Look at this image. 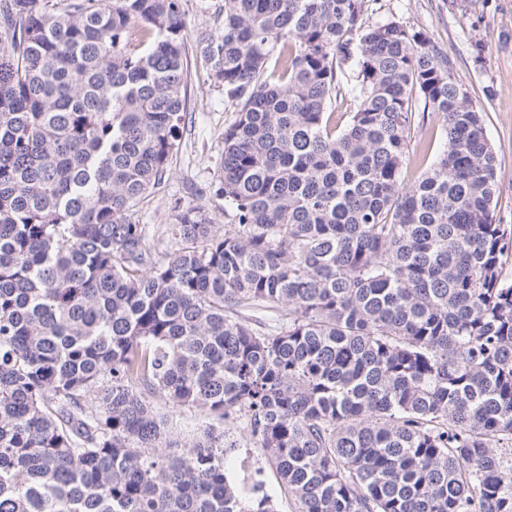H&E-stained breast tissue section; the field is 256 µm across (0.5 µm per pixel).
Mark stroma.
I'll list each match as a JSON object with an SVG mask.
<instances>
[{
	"label": "stroma",
	"instance_id": "1",
	"mask_svg": "<svg viewBox=\"0 0 512 512\" xmlns=\"http://www.w3.org/2000/svg\"><path fill=\"white\" fill-rule=\"evenodd\" d=\"M390 19L423 32L446 54L454 80L481 108L498 159L495 219L512 224V0H367V25ZM187 81L185 129L165 186L136 214L143 224L172 223L176 208L193 205L202 206L213 223L232 221L231 208L210 188L221 174L224 130L235 119L234 107L193 47L188 50ZM444 148L434 115L417 113L409 135L412 162L403 174L405 183L416 182ZM154 405L173 434L185 441L210 423L207 413L197 408H176L159 396ZM232 431L240 447L226 460L228 475L237 481L261 478L278 512H294L293 500L280 490L274 472L265 468L259 448L249 439L245 421L235 423Z\"/></svg>",
	"mask_w": 512,
	"mask_h": 512
}]
</instances>
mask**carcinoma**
I'll return each mask as SVG.
<instances>
[{
    "instance_id": "1",
    "label": "carcinoma",
    "mask_w": 512,
    "mask_h": 512,
    "mask_svg": "<svg viewBox=\"0 0 512 512\" xmlns=\"http://www.w3.org/2000/svg\"><path fill=\"white\" fill-rule=\"evenodd\" d=\"M364 6L216 8L196 46L235 107L234 223L151 231L182 0H0V512H277L226 474L240 418L296 512H512L496 152L448 57ZM420 110L446 147L408 186ZM158 394L212 423L181 441Z\"/></svg>"
}]
</instances>
